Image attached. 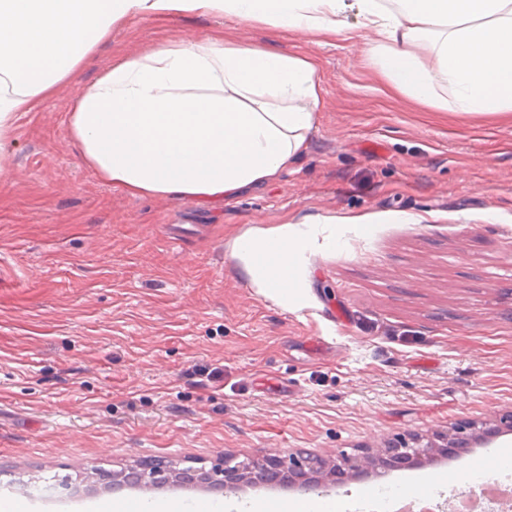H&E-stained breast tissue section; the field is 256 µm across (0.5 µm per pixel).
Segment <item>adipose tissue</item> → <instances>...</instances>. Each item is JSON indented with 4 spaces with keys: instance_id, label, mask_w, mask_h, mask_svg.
Returning <instances> with one entry per match:
<instances>
[{
    "instance_id": "adipose-tissue-1",
    "label": "adipose tissue",
    "mask_w": 512,
    "mask_h": 512,
    "mask_svg": "<svg viewBox=\"0 0 512 512\" xmlns=\"http://www.w3.org/2000/svg\"><path fill=\"white\" fill-rule=\"evenodd\" d=\"M213 13L313 36L345 32L353 15L394 93L464 115L512 112V0H0V145L18 113L69 84L73 143L132 195L209 202L275 180L305 152L323 104L311 58L188 36L73 81L116 24ZM335 241L285 223L243 235L233 255L260 294L298 308L304 254Z\"/></svg>"
}]
</instances>
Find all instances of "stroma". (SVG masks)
<instances>
[{"label": "stroma", "mask_w": 512, "mask_h": 512, "mask_svg": "<svg viewBox=\"0 0 512 512\" xmlns=\"http://www.w3.org/2000/svg\"><path fill=\"white\" fill-rule=\"evenodd\" d=\"M215 32L316 61L323 105L275 181L212 206L132 196L71 145L66 86L0 148V498L28 481L37 503L84 507L103 495L96 468L361 458L512 413V116L395 95L359 29L319 38L222 15L130 18L77 77ZM358 214L367 229L307 254L302 308L259 294L232 256L245 233ZM417 475L325 495L417 500Z\"/></svg>", "instance_id": "1"}]
</instances>
